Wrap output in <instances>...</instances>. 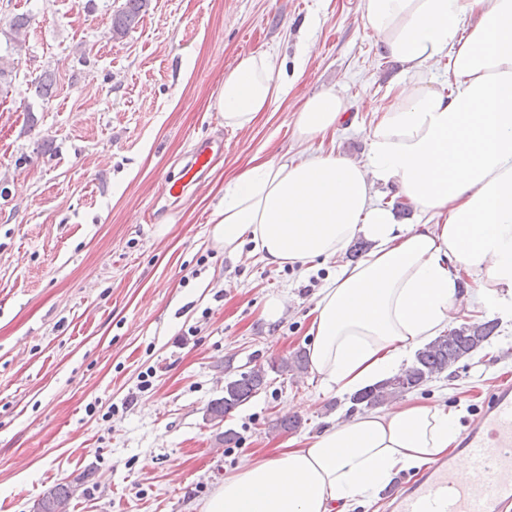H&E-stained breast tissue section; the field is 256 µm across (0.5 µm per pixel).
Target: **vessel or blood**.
Returning <instances> with one entry per match:
<instances>
[{
  "mask_svg": "<svg viewBox=\"0 0 512 512\" xmlns=\"http://www.w3.org/2000/svg\"><path fill=\"white\" fill-rule=\"evenodd\" d=\"M213 151L197 146L176 178L164 180L162 191L180 198L202 183ZM460 450L465 472L446 457L400 482L388 496L392 512H507L512 507V380L503 379L484 404L474 424L463 434Z\"/></svg>",
  "mask_w": 512,
  "mask_h": 512,
  "instance_id": "obj_1",
  "label": "vessel or blood"
}]
</instances>
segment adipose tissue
Instances as JSON below:
<instances>
[{
  "mask_svg": "<svg viewBox=\"0 0 512 512\" xmlns=\"http://www.w3.org/2000/svg\"><path fill=\"white\" fill-rule=\"evenodd\" d=\"M362 19L401 65L388 105L364 106L376 114L365 160L313 151L352 109L335 90L319 92L295 123L300 154L255 158L225 184L213 218L226 254L249 241L279 267L372 241L317 294L310 369L340 394L411 363L462 305L512 319V0H364ZM284 91L271 58L247 53L216 106L225 127L247 129ZM380 184L423 222L398 223L376 200ZM467 278L475 295L463 291ZM459 437L456 412L412 398L342 414L299 447L248 462L201 512H347Z\"/></svg>",
  "mask_w": 512,
  "mask_h": 512,
  "instance_id": "1",
  "label": "adipose tissue"
}]
</instances>
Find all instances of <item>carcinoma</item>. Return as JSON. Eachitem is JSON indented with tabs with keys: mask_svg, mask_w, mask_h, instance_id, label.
I'll return each mask as SVG.
<instances>
[{
	"mask_svg": "<svg viewBox=\"0 0 512 512\" xmlns=\"http://www.w3.org/2000/svg\"><path fill=\"white\" fill-rule=\"evenodd\" d=\"M149 0H125L120 9L112 13V36L124 37L135 29L146 12ZM30 18L18 15L9 20L12 40L20 42L28 34ZM498 323L493 320L474 321L448 329L418 352L414 362L392 377L350 398L351 410H369L382 405L406 392L414 391L426 382L450 371L461 359L484 346L495 334ZM280 374L302 373L307 370L306 355L301 352L269 364ZM265 369L253 367L232 377H224V396L213 400L207 407L210 420L223 422L239 407L248 403L267 388ZM74 490L67 483H57L43 493L39 501L43 512H56L61 503L71 504Z\"/></svg>",
	"mask_w": 512,
	"mask_h": 512,
	"instance_id": "obj_1",
	"label": "carcinoma"
}]
</instances>
